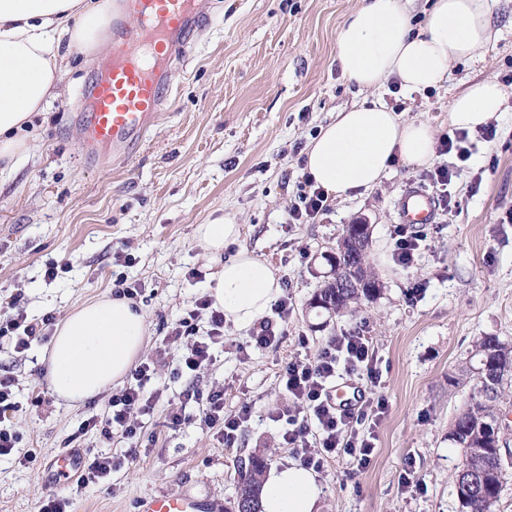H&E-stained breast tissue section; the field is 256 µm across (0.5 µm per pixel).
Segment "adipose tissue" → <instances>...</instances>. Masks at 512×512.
<instances>
[{
	"label": "adipose tissue",
	"mask_w": 512,
	"mask_h": 512,
	"mask_svg": "<svg viewBox=\"0 0 512 512\" xmlns=\"http://www.w3.org/2000/svg\"><path fill=\"white\" fill-rule=\"evenodd\" d=\"M496 0H434L412 26L403 0H361L336 40L342 75L371 94L337 112L306 152L305 171L328 195L346 197L376 188L394 158L423 166L434 159L428 123L404 120L376 99L394 83L420 92L448 82L455 63L473 60L497 38ZM112 17V0H0V168L27 154L25 132L45 111L61 81L69 50L96 54ZM512 95L495 79L472 82L452 99V127L475 131L506 112ZM241 233L220 215L197 225L195 236L212 267L207 293L225 323L254 326L282 294L277 270L242 249L224 248ZM144 311L124 298H103L73 310L52 341L49 386L69 403L83 401L121 380L141 352ZM321 489L313 470L297 464L272 469L264 482L262 512H317Z\"/></svg>",
	"instance_id": "1"
}]
</instances>
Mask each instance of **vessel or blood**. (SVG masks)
I'll return each instance as SVG.
<instances>
[{
  "label": "vessel or blood",
  "instance_id": "vessel-or-blood-1",
  "mask_svg": "<svg viewBox=\"0 0 512 512\" xmlns=\"http://www.w3.org/2000/svg\"><path fill=\"white\" fill-rule=\"evenodd\" d=\"M205 9V0H112V62L82 92L88 102L80 120L89 136L84 145L89 162L99 163V146L111 147L117 161L145 140L171 94L172 72L193 52ZM398 214L404 224H432L437 205L425 189L411 186L398 201ZM205 510L185 494H161L139 505V512Z\"/></svg>",
  "mask_w": 512,
  "mask_h": 512
}]
</instances>
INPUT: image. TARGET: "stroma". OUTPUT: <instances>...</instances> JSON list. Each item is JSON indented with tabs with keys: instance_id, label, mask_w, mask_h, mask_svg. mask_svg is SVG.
Segmentation results:
<instances>
[{
	"instance_id": "obj_1",
	"label": "stroma",
	"mask_w": 512,
	"mask_h": 512,
	"mask_svg": "<svg viewBox=\"0 0 512 512\" xmlns=\"http://www.w3.org/2000/svg\"><path fill=\"white\" fill-rule=\"evenodd\" d=\"M207 28L187 65L173 77V93L144 142L122 163L96 165L81 155L85 132L74 103L102 57L73 52L58 96L34 121L28 156L0 175V315L11 295L24 296L30 318L64 319L83 303L113 295L117 275L141 284L136 302L146 313L139 361L157 357L163 396L143 434L153 444L99 484L76 476L49 487L48 463L67 447L93 455H123L120 432L103 439L81 432L82 421L103 415L121 383L68 406L47 382L50 343L16 352L0 341V373L12 375L20 403L5 425L20 441L0 459V512H39L49 491L67 512H138L142 498L188 493L230 507L237 470L249 454L268 466L296 462L275 414L291 406L281 375L298 356L359 327L380 357L379 394L388 406L374 429L369 466L330 457L318 470L320 512H459L453 474L460 450L448 439L468 404L472 380L461 369L475 342L496 336L512 343V109L494 120L493 138L468 135L472 155H436L433 165L458 173L451 203L435 223L401 225L397 203L412 184L431 189L429 168L394 159L386 177L365 194L329 201L309 224H292L306 149L336 112L363 100L336 64V37L359 0H210ZM497 41L459 63L447 85L422 92L391 86L379 98L406 119L430 124L436 139L451 134L448 107L469 83L512 74V0H499ZM432 165V166H433ZM224 212L242 226L233 255L245 248L278 269L291 307L278 346L254 349L250 331L224 329V345L196 377H175L181 349L164 344L167 323L193 310L206 283L191 278L205 258L194 229ZM372 226L367 261L382 285L353 313L324 320L308 304L323 285L325 255L335 252L347 224ZM424 238L415 266L393 260L394 232ZM129 254L128 265L112 262ZM66 272L45 280L46 264ZM422 282L411 293L413 282ZM224 390V413L249 408L252 418L233 447L199 424L171 427L187 385ZM412 471L414 485L401 477Z\"/></svg>"
}]
</instances>
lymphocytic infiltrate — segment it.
Wrapping results in <instances>:
<instances>
[{"label": "lymphocytic infiltrate", "instance_id": "1", "mask_svg": "<svg viewBox=\"0 0 512 512\" xmlns=\"http://www.w3.org/2000/svg\"><path fill=\"white\" fill-rule=\"evenodd\" d=\"M23 300L22 294L12 295L10 314L0 318V338H11L19 352L28 350L32 343L47 341L56 321L51 313L37 321L29 319ZM202 310L209 313V327L203 332L196 325ZM166 338L183 346L181 372L196 373L212 361L215 346L224 342V315L213 309L209 297H200L195 310L171 323ZM378 362L370 338L359 329L331 337L314 357L288 362L282 380L293 408L283 416V439L294 448L303 465L322 468L325 455L339 451L352 456L359 468L370 464L374 444L370 436L361 433L360 427L376 426L385 410L383 398L341 407L331 401L328 389L340 370L367 380L371 386H379ZM157 367L154 359L139 364L121 393L113 398L107 413L83 423L84 430H97L107 439L111 438L113 430H121L128 441L125 458L137 457L141 445L138 418L153 411L162 395L161 389L149 387L156 378ZM184 400L186 404L202 403L196 419L205 428L217 429L219 437L229 447L234 445L250 418L246 410L233 417L225 416L224 391L220 388L205 394L191 388L186 390Z\"/></svg>", "mask_w": 512, "mask_h": 512}]
</instances>
